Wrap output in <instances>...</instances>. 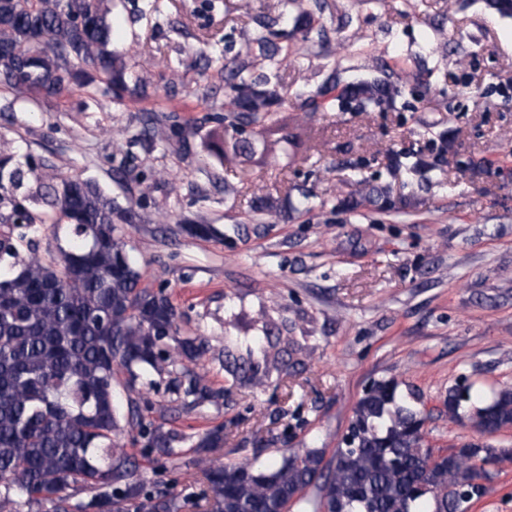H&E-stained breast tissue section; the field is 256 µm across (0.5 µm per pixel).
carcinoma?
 Wrapping results in <instances>:
<instances>
[{"label": "carcinoma", "instance_id": "1", "mask_svg": "<svg viewBox=\"0 0 512 512\" xmlns=\"http://www.w3.org/2000/svg\"><path fill=\"white\" fill-rule=\"evenodd\" d=\"M125 64L112 52V0H0V89L17 96L52 99L72 86L125 81ZM233 107L224 117L235 132L270 120L271 106L288 92L258 91L232 68L224 79ZM402 87L379 76L346 84L340 107L387 112ZM22 176L13 156L0 155V223L24 229L31 214L25 202L40 200L54 214L50 231L67 246L42 256L26 244L27 234L9 233L0 251V512H15L16 497L51 504L52 512H180L177 499L146 491L139 462L122 437L147 439L156 459L179 456L176 435L161 424L144 423L143 394L167 381L187 407L215 398L200 372L206 343L178 335L177 313L163 292L140 287L134 247L115 222L116 207L98 183L35 175L37 187L14 194ZM66 225H61V220ZM272 334L247 336V356L224 353V371L258 389L269 377L255 370L254 355H266ZM394 379L371 382L357 401L348 426L349 443L326 456L324 448H274L263 466L251 460L225 463L220 430L205 433L196 447L206 455L182 463L199 471L212 512H470L486 493L475 484L493 466L512 463V452L491 444L465 443L435 460L423 448L424 413L403 403ZM461 398L479 431L512 428V389L478 403L472 385L448 388V419L457 421ZM95 491L87 501L71 490ZM316 490L313 499L306 490Z\"/></svg>", "mask_w": 512, "mask_h": 512}]
</instances>
